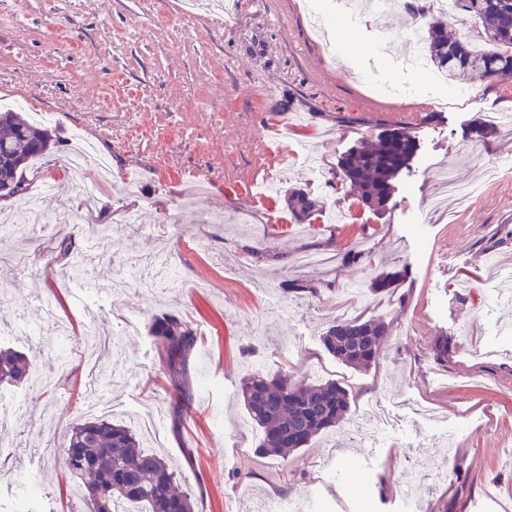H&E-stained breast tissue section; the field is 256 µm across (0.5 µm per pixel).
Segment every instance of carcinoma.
I'll return each instance as SVG.
<instances>
[{
  "label": "carcinoma",
  "instance_id": "obj_1",
  "mask_svg": "<svg viewBox=\"0 0 512 512\" xmlns=\"http://www.w3.org/2000/svg\"><path fill=\"white\" fill-rule=\"evenodd\" d=\"M459 2L465 15L479 22V36L493 49L480 51L469 40L448 38L445 24L428 20L425 3L415 0L411 15L420 18L425 27L427 57L450 77L476 70L492 80L512 78V0ZM50 145L47 129L17 112H0V199H28L25 171ZM417 150L416 138L399 128L389 129L348 150L340 160L339 177L349 183L364 206L384 211L395 193V180L410 167ZM287 200L299 218L323 210L302 189L291 191ZM403 276L402 271L381 272L371 285L377 292L384 291ZM388 332V325L377 319L339 320L327 327L321 342L338 362L366 371L376 362ZM151 333L160 359L159 373L178 391L172 411L179 417L192 400L185 376L198 337L182 316L172 313L156 316ZM33 368V359L26 354L0 349V385L30 380ZM239 396L249 419L261 430L258 452L282 460L340 425L350 411L349 392L334 380L306 383L286 374L247 375ZM62 466L90 512H195L194 498L179 488L178 473L167 458L142 448L129 426L105 417L72 426L68 444L62 449Z\"/></svg>",
  "mask_w": 512,
  "mask_h": 512
}]
</instances>
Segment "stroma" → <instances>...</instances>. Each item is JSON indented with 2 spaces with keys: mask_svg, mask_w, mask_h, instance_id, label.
Segmentation results:
<instances>
[{
  "mask_svg": "<svg viewBox=\"0 0 512 512\" xmlns=\"http://www.w3.org/2000/svg\"><path fill=\"white\" fill-rule=\"evenodd\" d=\"M199 2L188 18L180 0H0V101L44 114L55 144L25 177L34 191L59 185L29 237L0 235V320L18 329L0 348L36 352L49 382L14 389L26 418L0 427L11 453L0 512L29 479L35 512H86L59 466L71 426L96 399L137 427L144 398L156 429L143 445L173 462L199 512H255L270 497L308 512L512 507V278L493 274L512 270V129L473 131L512 113V79L474 71L442 84L405 67L402 6L381 29L343 22L334 53L310 15L335 17L336 0H223L229 27ZM393 127L419 150L378 216L337 162ZM80 137L111 169L81 187L66 166ZM491 165L502 171L492 183ZM439 167L472 185L468 206L430 209ZM296 188L323 214L296 218ZM98 224L112 228L104 252L90 239ZM64 240L89 259L83 286L60 277ZM352 249L370 263H343ZM400 269L398 287L371 291L376 273ZM294 280L319 295L290 290ZM162 313L199 337L178 419L150 334ZM346 318L390 326L369 370L322 346ZM279 373L333 379L351 397L340 426L284 461L257 454L238 396L245 375Z\"/></svg>",
  "mask_w": 512,
  "mask_h": 512,
  "instance_id": "stroma-1",
  "label": "stroma"
}]
</instances>
